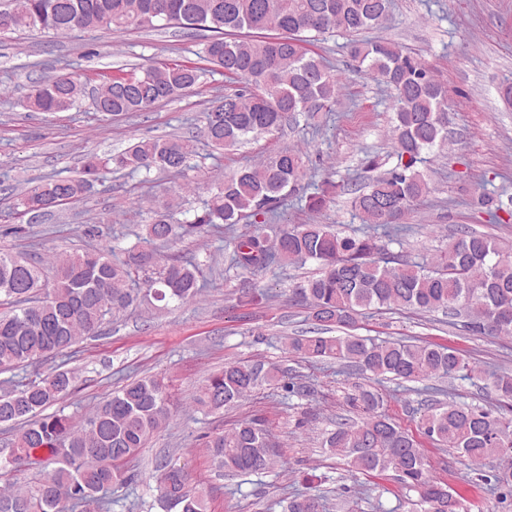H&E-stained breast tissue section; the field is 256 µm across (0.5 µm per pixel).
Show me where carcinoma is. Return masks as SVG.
Here are the masks:
<instances>
[{
	"label": "carcinoma",
	"instance_id": "cac0c4a2",
	"mask_svg": "<svg viewBox=\"0 0 512 512\" xmlns=\"http://www.w3.org/2000/svg\"><path fill=\"white\" fill-rule=\"evenodd\" d=\"M390 0H0V32L70 28L129 30L176 25L212 32L202 58L219 68L228 89L205 113L204 135L217 149L274 136L286 126L320 112L335 111L341 85L323 58L305 47L306 35L338 33L348 38L355 71L393 91L394 155L397 164L355 191L353 204L373 231L341 235L326 224H294L273 239L259 232L236 238L232 265L250 273L315 262L317 276L291 289L308 306L311 336H290L285 350L307 362L333 361L365 379L354 385L349 406L362 411L357 422L338 418L324 446L346 461L349 471L392 470L401 486L419 494L427 512H465L447 484L430 474L425 448L384 410L378 385L436 380H468L491 389L512 404V373H488L454 348L433 343L377 342L347 333L328 336L324 328L347 327L362 311L396 307L419 313L463 314L472 333L512 338V252L495 240L466 229L429 265L393 260L383 238L411 206L429 193L416 165L422 154L448 140V95L421 59L385 40H359L362 32L386 19ZM276 34L263 36L261 32ZM206 69L182 64L147 66L141 73L107 75L94 88L95 100L112 116L146 112L199 85ZM79 77L47 78L28 97L34 112L73 108L84 92ZM221 116L220 121L213 114ZM195 153L183 137L134 143L112 157L132 173L156 168L180 173ZM307 154L288 148L246 165L217 188L192 229L242 220L267 224L280 204L299 190L306 177ZM98 162L90 158L78 178L47 179L20 193L22 214L42 216L49 209L85 197ZM173 205L155 210L143 242L166 243L185 230L173 222ZM383 234H378V230ZM155 261L150 250L129 251L121 262L112 250L93 249L54 257L52 283L41 263L0 251V371L27 367L66 353L82 339L98 335L106 316L134 300L129 283ZM200 267L170 258L150 291L158 301L189 303L200 291ZM75 376L57 368L24 379L0 393V423L20 428L13 448L0 455V471L21 465L55 464L34 488H0V512H106L107 492L127 482L125 465L151 435L169 421V391L158 376L133 380L100 402L79 424L45 410L74 387ZM278 385L289 397L304 398L307 387L288 370L264 363L234 361L211 376L191 397L197 409L212 413L231 407L263 385ZM422 433L483 468L512 457V418L492 407L450 400L416 408ZM205 448L216 467L236 474L263 473L280 464L269 431L257 418L238 422L227 432L207 436ZM491 491L512 494V466L487 475ZM158 497L165 512H208L207 498L191 487L188 472L162 465ZM316 495H296L287 512H324Z\"/></svg>",
	"mask_w": 512,
	"mask_h": 512
}]
</instances>
